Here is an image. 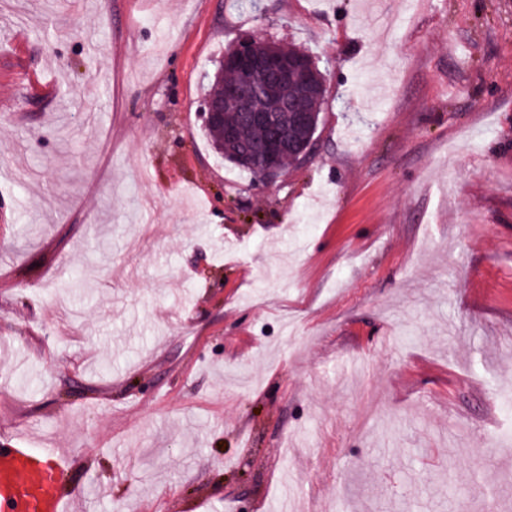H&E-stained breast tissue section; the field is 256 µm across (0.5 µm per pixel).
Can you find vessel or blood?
Instances as JSON below:
<instances>
[{"instance_id": "1", "label": "vessel or blood", "mask_w": 512, "mask_h": 512, "mask_svg": "<svg viewBox=\"0 0 512 512\" xmlns=\"http://www.w3.org/2000/svg\"><path fill=\"white\" fill-rule=\"evenodd\" d=\"M68 454L0 440V507L8 512H68L76 493L64 481Z\"/></svg>"}]
</instances>
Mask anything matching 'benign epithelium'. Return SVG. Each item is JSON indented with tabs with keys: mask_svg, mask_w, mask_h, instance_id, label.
<instances>
[{
	"mask_svg": "<svg viewBox=\"0 0 512 512\" xmlns=\"http://www.w3.org/2000/svg\"><path fill=\"white\" fill-rule=\"evenodd\" d=\"M259 41L256 35H244L225 54L223 65L216 74L220 91L205 102V122L208 126L224 123V106L234 104L241 108L244 123L269 129L270 137L255 154L246 157V161L253 162L254 177L268 185L285 171V167L278 163L280 155L292 152L301 163L311 158V146L295 141L292 133L298 126L305 127L310 133L314 131L317 114L310 109L309 102L317 97L319 84L326 80V74L307 58L279 54L277 44L269 40L266 41L267 53L256 56L252 47ZM227 69L238 74L237 81L224 82ZM288 84L297 89V95L280 97V88ZM258 99L271 102L273 106L256 108L253 103Z\"/></svg>",
	"mask_w": 512,
	"mask_h": 512,
	"instance_id": "obj_1",
	"label": "benign epithelium"
}]
</instances>
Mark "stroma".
<instances>
[{
  "label": "stroma",
  "instance_id": "obj_1",
  "mask_svg": "<svg viewBox=\"0 0 512 512\" xmlns=\"http://www.w3.org/2000/svg\"><path fill=\"white\" fill-rule=\"evenodd\" d=\"M328 69L274 186L207 79ZM0 439L95 512H512V0H0Z\"/></svg>",
  "mask_w": 512,
  "mask_h": 512
}]
</instances>
